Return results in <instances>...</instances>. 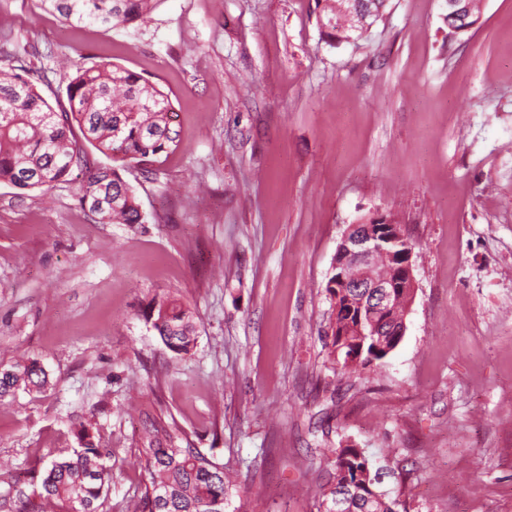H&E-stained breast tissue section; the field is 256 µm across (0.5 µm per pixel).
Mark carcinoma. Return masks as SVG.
I'll return each instance as SVG.
<instances>
[{"mask_svg": "<svg viewBox=\"0 0 512 512\" xmlns=\"http://www.w3.org/2000/svg\"><path fill=\"white\" fill-rule=\"evenodd\" d=\"M40 9L70 24L109 29L138 21L161 0H39ZM326 35L346 41L343 26L349 0H317ZM481 0H461L448 11V37L471 29L480 19ZM68 108L54 111L37 92L26 67L0 69V183L21 190L51 187L82 176L80 203L103 224H144L137 192L121 171L141 165L178 147L171 127V103L159 88L138 74L101 60L75 65L66 88ZM81 137H76L75 131ZM112 160L91 165L87 146ZM144 318L162 342L177 354H187L195 341V317L190 308L167 296H155ZM355 318L338 316L332 326L331 351L346 369L366 367L393 351L401 337H384L385 348L356 336ZM49 383L36 361L19 359L0 367V399L24 391H40ZM145 431L137 448L146 478L130 512H224L229 477L224 465L184 443L163 415L146 413ZM80 446L66 448L45 466L40 491L32 497L17 491L16 512H99L112 485V468L101 445L82 431ZM331 500L346 493L343 512H400L401 503L376 491L380 472L372 471L362 448L333 451Z\"/></svg>", "mask_w": 512, "mask_h": 512, "instance_id": "obj_1", "label": "carcinoma"}]
</instances>
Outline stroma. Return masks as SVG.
Returning <instances> with one entry per match:
<instances>
[{"mask_svg":"<svg viewBox=\"0 0 512 512\" xmlns=\"http://www.w3.org/2000/svg\"><path fill=\"white\" fill-rule=\"evenodd\" d=\"M448 0H387L330 43L316 0H161L148 22L68 25L0 0V63L54 110L66 58L167 94L180 144L124 172L143 224H101L80 182L0 184V363L50 383L0 401V512L88 429L103 512L145 480L142 410L233 471L225 512H323L332 451L367 449L407 512H512V0L449 40ZM417 241L398 347L342 370L325 285L352 224ZM195 314L175 354L143 310Z\"/></svg>","mask_w":512,"mask_h":512,"instance_id":"obj_1","label":"stroma"}]
</instances>
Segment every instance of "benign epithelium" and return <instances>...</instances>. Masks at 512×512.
Here are the masks:
<instances>
[{
	"label": "benign epithelium",
	"instance_id": "benign-epithelium-1",
	"mask_svg": "<svg viewBox=\"0 0 512 512\" xmlns=\"http://www.w3.org/2000/svg\"><path fill=\"white\" fill-rule=\"evenodd\" d=\"M343 248L336 253L330 286L336 289L334 308L354 307L352 295H361L356 312V335L378 339L392 317L396 297L413 293L412 252L401 255L387 248L405 241L399 224L390 221L352 224L345 232Z\"/></svg>",
	"mask_w": 512,
	"mask_h": 512
}]
</instances>
